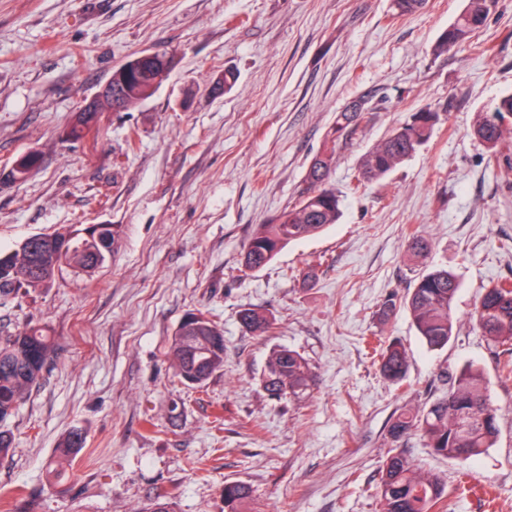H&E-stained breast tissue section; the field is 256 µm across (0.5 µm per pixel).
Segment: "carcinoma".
<instances>
[{
  "mask_svg": "<svg viewBox=\"0 0 512 512\" xmlns=\"http://www.w3.org/2000/svg\"><path fill=\"white\" fill-rule=\"evenodd\" d=\"M496 0H467L464 11L437 38V55L469 41L471 33L488 19ZM425 0H392L395 15L404 16L422 9ZM171 64L163 54L143 65L134 76L120 66L112 71V90L122 93L123 110L147 100L168 76ZM363 107L336 115L327 140L334 147L317 155L309 168L307 187L299 199L284 208L266 224L256 226L241 258L247 269L271 263L288 244L320 233L338 222L342 210L336 191L327 186L336 163L335 145L350 139L358 130ZM99 104L80 113L69 135L80 140L90 131ZM512 116V93L502 96L495 106L478 116L474 134L495 148L512 136L504 120ZM439 120L429 108L411 115L410 120L390 130L362 159L355 176L357 185L383 180L394 168L412 156L431 137ZM99 241L91 244L65 240V232L32 238L18 249L0 252V299L24 289L47 287L63 266L89 272L112 255L115 232L110 224L100 225ZM460 287L455 274L441 268L425 270L414 281L402 300L415 328L431 349H442L450 341L454 325V301ZM472 319L500 354L512 356V280L491 281L477 302ZM245 332L261 336L271 328L269 318L254 310L240 312ZM53 341L40 327L27 326L16 333L0 334V423L9 418L39 384L43 371L53 358ZM407 353L398 341L381 351L378 364L383 377L399 382L407 369ZM171 365L180 382L199 387L224 370V329L204 314L179 323L171 344ZM442 389L432 401L421 406L403 407L393 417L389 436L394 449L380 468L377 496L381 512H435L444 492L441 476L417 467L400 443L418 434L435 455L450 459H469L492 447L498 434L497 407L493 404L483 371L467 365L454 373L440 375ZM270 396L300 397L315 384V374L297 351L281 348L268 358L263 378ZM84 445L78 430L70 432L54 450L55 470L61 472L74 461ZM252 500L250 486L242 481L224 483V512H248Z\"/></svg>",
  "mask_w": 512,
  "mask_h": 512,
  "instance_id": "cac0c4a2",
  "label": "carcinoma"
}]
</instances>
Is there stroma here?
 <instances>
[{
  "instance_id": "obj_1",
  "label": "stroma",
  "mask_w": 512,
  "mask_h": 512,
  "mask_svg": "<svg viewBox=\"0 0 512 512\" xmlns=\"http://www.w3.org/2000/svg\"><path fill=\"white\" fill-rule=\"evenodd\" d=\"M465 7L427 0L396 17L391 0H0V249L79 220L116 233L95 271L65 268L0 302V332L36 325L55 345L8 421L0 512H144L160 496L175 512H224L233 480L251 485V512H380L393 417L468 364L484 370L499 409L496 445L465 461L431 455L416 436L407 449L445 478L439 512H512V374L470 320L483 287L512 278V164L473 133L512 93V0H497L468 44L433 55ZM142 51L174 62L156 93L102 110L85 138L69 139L113 70ZM228 70L235 86L217 91ZM361 97L369 112L329 178L339 223L245 269L255 225L297 201L337 112ZM425 107L440 114L430 140L386 187L350 190L366 152ZM29 152L38 170L12 178ZM414 234L431 242L425 266L460 282L457 329L441 350L406 309L379 316L425 267L406 254ZM245 308L273 329L247 334ZM190 312L224 327V370L197 388L169 363ZM378 339L407 349L403 387L379 374ZM281 347L317 376L304 398L262 386ZM74 430L84 447L51 478Z\"/></svg>"
}]
</instances>
